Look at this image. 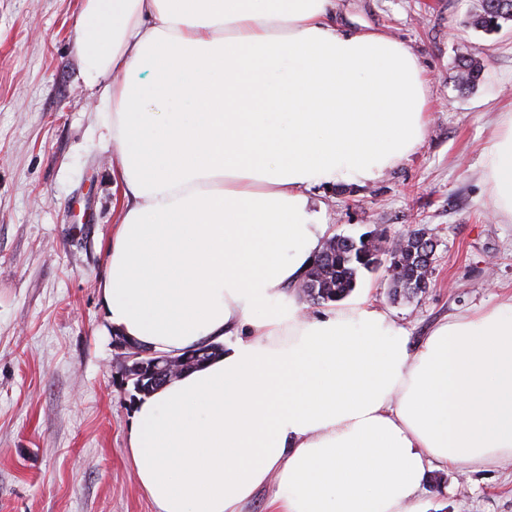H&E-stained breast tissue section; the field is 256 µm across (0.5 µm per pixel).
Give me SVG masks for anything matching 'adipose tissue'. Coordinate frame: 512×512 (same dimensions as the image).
I'll use <instances>...</instances> for the list:
<instances>
[{
  "label": "adipose tissue",
  "mask_w": 512,
  "mask_h": 512,
  "mask_svg": "<svg viewBox=\"0 0 512 512\" xmlns=\"http://www.w3.org/2000/svg\"><path fill=\"white\" fill-rule=\"evenodd\" d=\"M335 0H81L74 51L123 189L105 331L224 352L139 399L127 460L157 512H422L436 468L512 460V298L418 345L361 299L307 312L328 237L309 195L422 141L416 56ZM512 222V111L483 154Z\"/></svg>",
  "instance_id": "1"
}]
</instances>
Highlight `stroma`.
<instances>
[{
  "label": "stroma",
  "instance_id": "obj_1",
  "mask_svg": "<svg viewBox=\"0 0 512 512\" xmlns=\"http://www.w3.org/2000/svg\"><path fill=\"white\" fill-rule=\"evenodd\" d=\"M81 0H0V512H156L127 463L136 403L103 331L99 288L117 218L112 150L72 49ZM481 0H336L341 31L378 30L427 80L423 140L378 180L311 191L330 234L413 229L437 244L429 286L393 298L383 272L354 296L419 343L445 317L512 295V222L495 218L482 150L512 109V23L471 25ZM484 63L475 87L460 57ZM427 512H512V463L435 470Z\"/></svg>",
  "mask_w": 512,
  "mask_h": 512
}]
</instances>
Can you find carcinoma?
Segmentation results:
<instances>
[{"label": "carcinoma", "instance_id": "obj_1", "mask_svg": "<svg viewBox=\"0 0 512 512\" xmlns=\"http://www.w3.org/2000/svg\"><path fill=\"white\" fill-rule=\"evenodd\" d=\"M512 21V0H482L481 12L472 20L473 25L484 30L500 27V22ZM483 63L466 53L461 55L460 83L473 87L483 73ZM434 255L423 252L411 254L384 247L379 240H368L366 235L359 238L340 236L331 238L316 256L313 266L303 280L304 299L313 305H323L347 296L365 272H377L394 267L399 270L400 287L393 294L408 298L418 293L421 282L428 273L427 266ZM134 391L146 396L154 392L161 383L141 381L137 370H129L127 376Z\"/></svg>", "mask_w": 512, "mask_h": 512}]
</instances>
